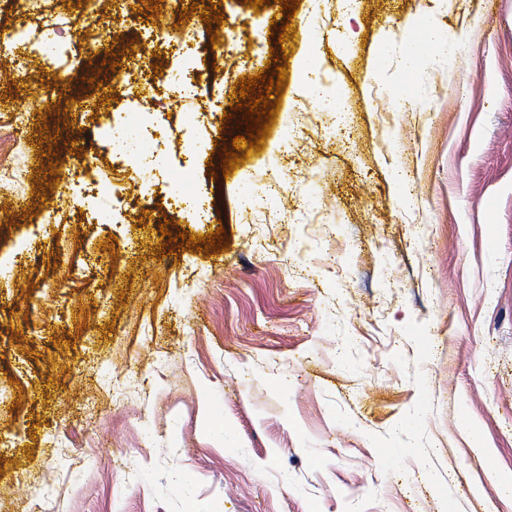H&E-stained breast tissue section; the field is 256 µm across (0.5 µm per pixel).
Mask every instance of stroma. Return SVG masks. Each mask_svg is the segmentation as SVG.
I'll use <instances>...</instances> for the list:
<instances>
[{"mask_svg": "<svg viewBox=\"0 0 512 512\" xmlns=\"http://www.w3.org/2000/svg\"><path fill=\"white\" fill-rule=\"evenodd\" d=\"M235 8L225 98L281 45L287 75L229 175L244 109L179 111L157 47L130 76L165 72L152 116L121 124L142 165L113 158L90 76L135 47L77 14L28 60L50 105L16 126L29 86L0 82V512H512V0ZM422 13L444 40L410 76ZM81 163L109 183L64 189ZM193 186L210 222L159 228Z\"/></svg>", "mask_w": 512, "mask_h": 512, "instance_id": "obj_1", "label": "stroma"}]
</instances>
